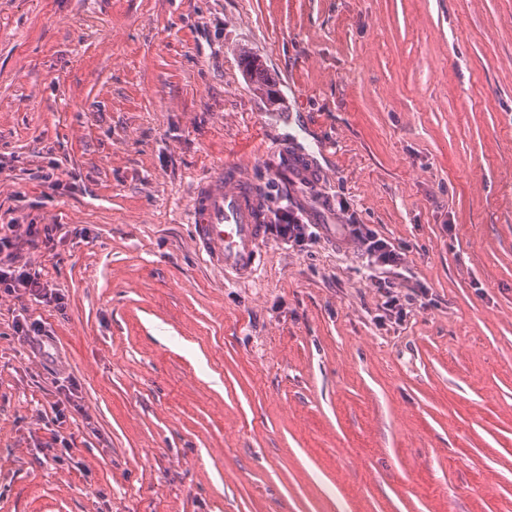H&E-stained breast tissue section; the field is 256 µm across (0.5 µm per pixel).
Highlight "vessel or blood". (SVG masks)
<instances>
[{
	"label": "vessel or blood",
	"mask_w": 512,
	"mask_h": 512,
	"mask_svg": "<svg viewBox=\"0 0 512 512\" xmlns=\"http://www.w3.org/2000/svg\"><path fill=\"white\" fill-rule=\"evenodd\" d=\"M188 212L194 240L211 265L238 278L258 273L271 215L251 172L229 162L198 177Z\"/></svg>",
	"instance_id": "1"
}]
</instances>
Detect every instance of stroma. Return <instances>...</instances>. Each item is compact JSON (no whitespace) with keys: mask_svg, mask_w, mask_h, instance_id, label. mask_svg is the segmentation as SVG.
I'll return each instance as SVG.
<instances>
[{"mask_svg":"<svg viewBox=\"0 0 512 512\" xmlns=\"http://www.w3.org/2000/svg\"><path fill=\"white\" fill-rule=\"evenodd\" d=\"M229 161L320 224L245 281L188 223ZM0 220L68 233L22 251L64 310L0 290V512H512V0H0ZM242 63L249 72L251 79L256 84L257 89L265 92L267 95H272V85L267 78V75L257 60L249 53L244 52L241 55ZM284 141L282 145L286 146V149H282L281 153L271 154L273 158H277L280 154V161L275 165L274 170L278 173L279 177L286 179L288 177L289 170L295 168L302 169L304 153H301L297 148L294 147V142H288V139H282ZM343 231L361 244L369 263L380 268H393L399 265L401 253L375 230L364 224H345ZM374 285L378 292L381 293L382 297L385 298V301L383 302V308L389 312H395L397 319L399 321H404L405 318L412 312L409 307L414 304L411 302L414 301V299L409 296V294H406L403 300L405 304L402 303L401 301L403 296H400L397 291L393 290V283L388 279L387 276L384 278L379 277L377 281H375ZM64 388L60 389V394L64 396V400L60 399L56 405V415L59 418H65L66 413L72 414L73 412H81L82 408L78 401V384L75 381H72L69 386H64Z\"/></svg>","mask_w":512,"mask_h":512,"instance_id":"1","label":"stroma"}]
</instances>
